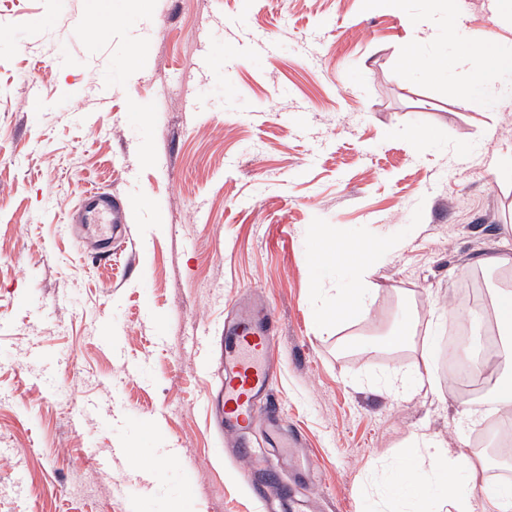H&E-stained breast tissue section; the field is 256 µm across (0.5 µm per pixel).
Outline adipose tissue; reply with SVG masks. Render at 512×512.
<instances>
[{
	"label": "adipose tissue",
	"mask_w": 512,
	"mask_h": 512,
	"mask_svg": "<svg viewBox=\"0 0 512 512\" xmlns=\"http://www.w3.org/2000/svg\"><path fill=\"white\" fill-rule=\"evenodd\" d=\"M449 72H463L467 82L462 91L463 102L471 107L478 100L471 94L472 89L483 85L489 74L502 76L500 91L512 93V57L502 54L490 39L467 43L466 47L448 57ZM375 265L364 261L355 271L356 281L353 287L341 286L328 288L331 302L344 312L364 315L375 291L372 278ZM495 319L501 342V371L492 388V402L500 412L512 413V290L498 289L494 295ZM412 442L418 451L422 468L434 481L442 483L447 477L458 471H466L469 477H476L477 468L473 461L464 455L449 454L446 446L439 440L427 436H414Z\"/></svg>",
	"instance_id": "obj_1"
}]
</instances>
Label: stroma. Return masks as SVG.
I'll list each match as a JSON object with an SVG mask.
<instances>
[{"label": "stroma", "instance_id": "stroma-1", "mask_svg": "<svg viewBox=\"0 0 512 512\" xmlns=\"http://www.w3.org/2000/svg\"><path fill=\"white\" fill-rule=\"evenodd\" d=\"M494 2L0 0V512H260L209 403L210 344L250 292L277 316L272 390L311 463L266 494L372 512L412 434L468 453L481 429L443 364L470 348L448 343L458 286L512 256V96L492 75L463 104L437 69L459 44L407 18L462 15L512 52ZM89 185L133 216L108 254L72 222ZM367 259L371 310L345 319L323 290ZM411 306L410 343L356 346ZM425 354L434 389L370 387Z\"/></svg>", "mask_w": 512, "mask_h": 512}]
</instances>
